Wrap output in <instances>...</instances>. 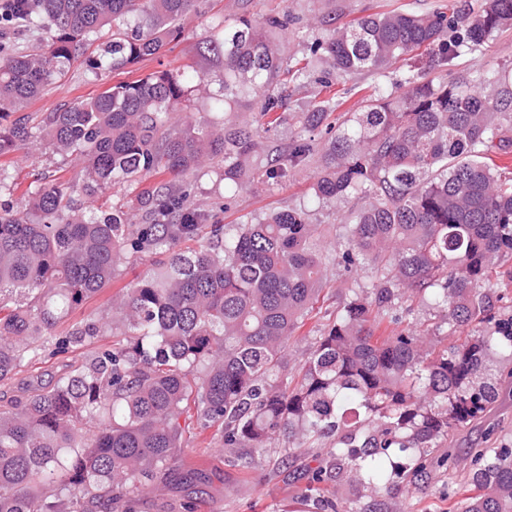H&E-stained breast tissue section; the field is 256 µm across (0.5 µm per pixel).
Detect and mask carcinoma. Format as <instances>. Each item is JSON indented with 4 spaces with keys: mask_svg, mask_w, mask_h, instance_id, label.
Listing matches in <instances>:
<instances>
[{
    "mask_svg": "<svg viewBox=\"0 0 512 512\" xmlns=\"http://www.w3.org/2000/svg\"><path fill=\"white\" fill-rule=\"evenodd\" d=\"M199 0H34L8 27L51 22L34 52L0 46V120L57 83L85 42L112 28L103 49L114 73L157 56L183 35ZM342 7L307 26L325 35L305 64L286 60L271 36L288 32L287 10L224 20L205 49L224 59L220 122L188 112L198 83L161 70L50 112L39 139L83 162L81 192L134 184L131 204L103 219L73 211L62 184L0 210V384L49 348L128 337L50 388L0 405V512H133L137 497L177 459L188 405L203 427L224 428V447L245 448L243 471L273 441L309 448L336 438L313 481L339 512L346 482L371 489L429 477L430 449L482 418L511 365L512 314L495 315L498 285L512 281V178L489 154L512 152V70L467 73L457 60L512 29V0L464 2L448 15L383 13L341 21ZM408 70L397 92L377 84L355 112L337 79ZM319 91L288 123V83ZM257 111L256 123L239 120ZM34 137L29 119L0 133V151ZM319 156L315 194L352 197L347 247L320 246L324 229L302 209L245 224H212L191 201L192 180L224 163L233 191L280 184ZM168 254L112 299V323L93 317L73 332L58 322L110 285L118 262ZM364 263L371 287L354 293L316 338L306 360L285 349L319 301L329 263ZM429 297L452 331L446 346L423 330H387L403 301ZM98 422L90 432L86 425ZM465 512H512V448H473Z\"/></svg>",
    "mask_w": 512,
    "mask_h": 512,
    "instance_id": "cac0c4a2",
    "label": "carcinoma"
}]
</instances>
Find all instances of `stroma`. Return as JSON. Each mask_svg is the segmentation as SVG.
<instances>
[{"label":"stroma","mask_w":512,"mask_h":512,"mask_svg":"<svg viewBox=\"0 0 512 512\" xmlns=\"http://www.w3.org/2000/svg\"><path fill=\"white\" fill-rule=\"evenodd\" d=\"M458 0H341L348 18L388 12L424 13L434 9L450 11ZM326 0H201L200 10L184 21L183 37L169 44L156 58L146 59L130 67L127 80L142 78L162 69L198 71L206 80H213L217 65L214 60L197 52L199 42L209 39L224 16L248 10L254 16L284 9L297 16L308 17L324 11ZM460 69L481 72L512 68V30L495 36L476 51L466 52L459 60ZM118 75L103 68L90 69L85 60L77 61L65 77L48 87L23 108L25 114L41 118L57 108L99 94L118 82ZM81 161L63 158L52 148L17 145L0 152V203L22 205L31 190L54 181L80 183ZM316 166L292 170L284 182L274 187L255 184L236 193L232 200L224 198V183L215 176L201 178L193 192L200 208L214 212L224 224L239 223L243 217H261L288 208H306L309 221L323 225L329 240L336 245L345 242L344 224L353 205L352 200L339 197L330 202L315 198L313 184ZM159 262L158 255H145L135 264L118 266L115 283L85 300L58 324L56 331L64 335L81 326L87 318L111 319L112 296L119 288L136 281ZM367 268L351 270L337 266L331 269L328 285L323 291L325 303L320 312L310 314L288 344V357L304 359L312 336L334 317L336 309L354 291L369 281ZM112 336L98 337L67 353L45 354L39 360L22 367L8 384L0 386V403L25 400L37 385L54 383L71 365L92 359L99 351L111 346ZM512 447V379L501 381L497 403L486 415L474 422L455 428L444 443V450L454 457L465 458L472 448ZM324 450L304 448L296 453L288 467L277 464L278 451L270 449L265 460L250 471H241L224 446V434L218 428L194 427L187 436L179 458L166 481L158 489L145 493L136 505L137 512H185L188 502H195L196 512H317L313 499L303 494L307 482L306 470L315 461L323 460ZM463 469H437L427 484L418 486L404 482L390 489L365 490L347 495L341 512H377L380 503L399 501L402 512H463V495L449 496L451 486L462 483Z\"/></svg>","instance_id":"35a3bbf8"}]
</instances>
